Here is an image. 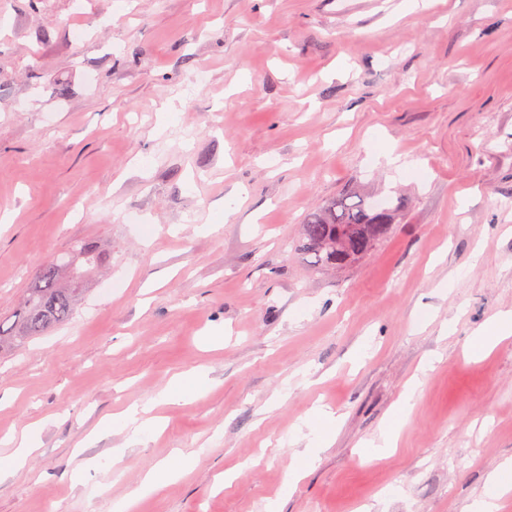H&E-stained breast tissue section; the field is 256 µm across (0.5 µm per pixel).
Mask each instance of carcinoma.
Listing matches in <instances>:
<instances>
[{
  "label": "carcinoma",
  "instance_id": "carcinoma-1",
  "mask_svg": "<svg viewBox=\"0 0 512 512\" xmlns=\"http://www.w3.org/2000/svg\"><path fill=\"white\" fill-rule=\"evenodd\" d=\"M401 203L380 208L368 198L342 194L301 224L299 251L313 269L346 268L368 255L398 221ZM65 263L43 264L11 319L0 318V354L68 323L74 302L83 293L87 271L102 262L93 246L84 245L64 257Z\"/></svg>",
  "mask_w": 512,
  "mask_h": 512
}]
</instances>
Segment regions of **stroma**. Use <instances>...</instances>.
Segmentation results:
<instances>
[{
    "label": "stroma",
    "mask_w": 512,
    "mask_h": 512,
    "mask_svg": "<svg viewBox=\"0 0 512 512\" xmlns=\"http://www.w3.org/2000/svg\"><path fill=\"white\" fill-rule=\"evenodd\" d=\"M401 3L0 0V317L49 254L104 262L69 324L0 356V435L43 426L0 512H466L512 458V339L468 350L512 311V0ZM348 190L400 221L311 270L292 242ZM192 369L202 395L161 399ZM133 404L163 430L95 435ZM319 405L336 438L290 482ZM192 463L191 457L180 454L176 459L164 461L150 469L141 482L142 492L155 491L175 480Z\"/></svg>",
    "instance_id": "35a3bbf8"
}]
</instances>
